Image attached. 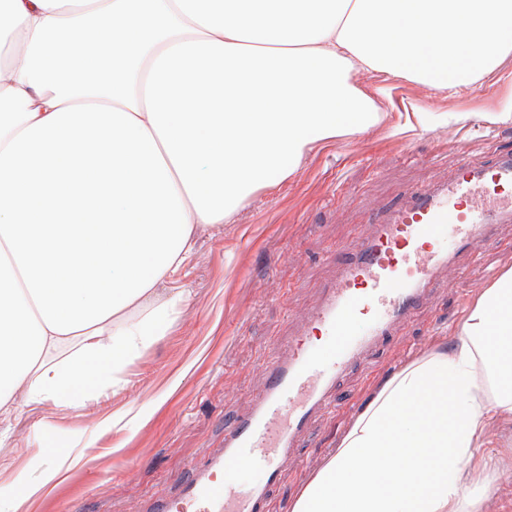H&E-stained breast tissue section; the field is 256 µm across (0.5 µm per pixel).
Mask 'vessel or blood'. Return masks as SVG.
<instances>
[{
	"instance_id": "1",
	"label": "vessel or blood",
	"mask_w": 512,
	"mask_h": 512,
	"mask_svg": "<svg viewBox=\"0 0 512 512\" xmlns=\"http://www.w3.org/2000/svg\"><path fill=\"white\" fill-rule=\"evenodd\" d=\"M512 223V150L491 161L460 159L446 183L411 191L368 234L343 244L348 255L309 310L287 356L266 366L262 398L224 430V450L181 484L178 499L148 512H271L270 491L295 460L297 439L329 409L343 375L380 350L396 324L411 319L441 273L472 274L460 255ZM252 478L243 482L240 469Z\"/></svg>"
}]
</instances>
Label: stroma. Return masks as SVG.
Listing matches in <instances>:
<instances>
[{
    "instance_id": "obj_1",
    "label": "stroma",
    "mask_w": 512,
    "mask_h": 512,
    "mask_svg": "<svg viewBox=\"0 0 512 512\" xmlns=\"http://www.w3.org/2000/svg\"><path fill=\"white\" fill-rule=\"evenodd\" d=\"M353 83L377 97V123L366 131L320 143L285 179L275 180L225 219L205 229L184 271L193 301L165 336L128 366L124 387L85 409L62 412L44 404L22 414L0 448V487L13 473L40 463L38 418L83 456L67 480L32 512H135L152 498L174 494L188 476L224 448V427L264 390L275 346L295 337L308 305L336 276L345 256L338 244L365 234L375 215L408 193L452 178L461 156L482 162L493 143L512 144V53L471 86L439 93L406 78L356 71ZM422 109L429 126L407 127ZM512 224L500 225L479 248V270L441 280L411 321L397 326L373 364L339 382L336 410L309 427L298 462L271 491L273 512H290L294 498L381 387L400 369L450 343L467 312L501 273L512 268ZM162 400L143 426L95 424L129 404Z\"/></svg>"
}]
</instances>
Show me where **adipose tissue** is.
I'll return each mask as SVG.
<instances>
[{
    "instance_id": "adipose-tissue-1",
    "label": "adipose tissue",
    "mask_w": 512,
    "mask_h": 512,
    "mask_svg": "<svg viewBox=\"0 0 512 512\" xmlns=\"http://www.w3.org/2000/svg\"><path fill=\"white\" fill-rule=\"evenodd\" d=\"M512 52V0H0V443L80 410L192 299L198 230L316 144L367 129L360 69L443 92ZM512 416V269L452 351L388 381L291 512H478L475 450ZM41 449L0 512L78 459Z\"/></svg>"
}]
</instances>
